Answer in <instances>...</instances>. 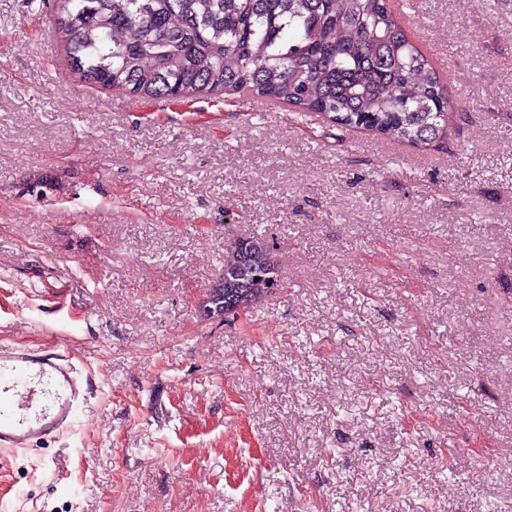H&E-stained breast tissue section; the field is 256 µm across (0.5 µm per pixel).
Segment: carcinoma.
I'll use <instances>...</instances> for the list:
<instances>
[{
    "label": "carcinoma",
    "mask_w": 512,
    "mask_h": 512,
    "mask_svg": "<svg viewBox=\"0 0 512 512\" xmlns=\"http://www.w3.org/2000/svg\"><path fill=\"white\" fill-rule=\"evenodd\" d=\"M56 32L86 82L140 98L247 91L424 150L456 118L390 0H61ZM227 253L205 313L247 310L281 284L264 241Z\"/></svg>",
    "instance_id": "obj_1"
}]
</instances>
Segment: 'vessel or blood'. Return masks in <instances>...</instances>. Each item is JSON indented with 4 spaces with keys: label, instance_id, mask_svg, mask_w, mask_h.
Listing matches in <instances>:
<instances>
[{
    "label": "vessel or blood",
    "instance_id": "vessel-or-blood-1",
    "mask_svg": "<svg viewBox=\"0 0 512 512\" xmlns=\"http://www.w3.org/2000/svg\"><path fill=\"white\" fill-rule=\"evenodd\" d=\"M92 389L69 351L0 346V448H30L63 435Z\"/></svg>",
    "mask_w": 512,
    "mask_h": 512
}]
</instances>
